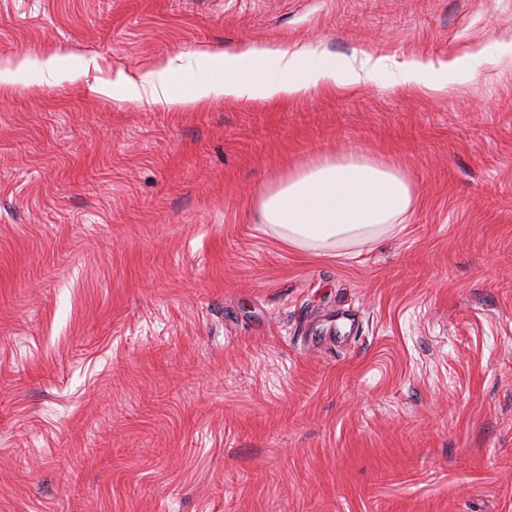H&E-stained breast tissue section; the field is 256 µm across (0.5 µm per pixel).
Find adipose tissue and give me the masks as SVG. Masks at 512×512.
I'll list each match as a JSON object with an SVG mask.
<instances>
[{
  "instance_id": "1",
  "label": "adipose tissue",
  "mask_w": 512,
  "mask_h": 512,
  "mask_svg": "<svg viewBox=\"0 0 512 512\" xmlns=\"http://www.w3.org/2000/svg\"><path fill=\"white\" fill-rule=\"evenodd\" d=\"M467 63L413 59L391 67L388 58L361 48L336 58L320 45L250 41L231 51L196 49L157 62L139 80L115 82L129 101L145 100L170 110L209 102L295 101L314 89H354L388 73L387 90L416 88L431 94L453 90ZM40 72L54 80L76 79L59 56L26 55L0 62V87L26 83ZM186 85L183 94L175 85ZM413 189L397 168L362 154L326 157L290 171L260 198L265 233L307 253H329L378 239L403 223Z\"/></svg>"
}]
</instances>
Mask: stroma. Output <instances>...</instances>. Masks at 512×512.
Masks as SVG:
<instances>
[{
	"mask_svg": "<svg viewBox=\"0 0 512 512\" xmlns=\"http://www.w3.org/2000/svg\"><path fill=\"white\" fill-rule=\"evenodd\" d=\"M480 53L450 94L173 112L0 91V512H512V0H0V59ZM360 152L404 224L316 256L262 192Z\"/></svg>",
	"mask_w": 512,
	"mask_h": 512,
	"instance_id": "stroma-1",
	"label": "stroma"
}]
</instances>
